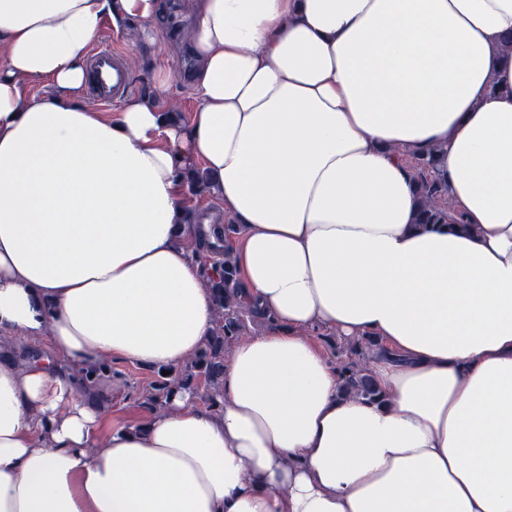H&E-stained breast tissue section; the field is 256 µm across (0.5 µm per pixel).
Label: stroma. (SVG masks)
<instances>
[{
	"instance_id": "stroma-1",
	"label": "stroma",
	"mask_w": 512,
	"mask_h": 512,
	"mask_svg": "<svg viewBox=\"0 0 512 512\" xmlns=\"http://www.w3.org/2000/svg\"><path fill=\"white\" fill-rule=\"evenodd\" d=\"M192 22V0H160V8L147 26L155 40L141 39L145 24L137 20L113 26L111 20L101 24L97 46L118 52L128 70L131 90L129 99H146L161 112L180 114L190 121L196 106L192 88V71L196 66L185 34ZM167 61L173 77L164 91H157L152 82L155 65ZM158 378L155 370L116 358L90 380L92 395L107 408L112 424L136 426L142 423L143 394Z\"/></svg>"
}]
</instances>
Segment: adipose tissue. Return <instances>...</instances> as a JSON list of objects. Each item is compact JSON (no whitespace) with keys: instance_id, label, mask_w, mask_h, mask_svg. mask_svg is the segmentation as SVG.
Masks as SVG:
<instances>
[{"instance_id":"ef3b65f1","label":"adipose tissue","mask_w":512,"mask_h":512,"mask_svg":"<svg viewBox=\"0 0 512 512\" xmlns=\"http://www.w3.org/2000/svg\"><path fill=\"white\" fill-rule=\"evenodd\" d=\"M158 8L0 0V335L89 368L187 361L224 239L188 212V162L273 326L233 345L216 407L177 389L109 432L49 361L0 358V512H512V0H194L191 121L87 108L102 20ZM21 76L66 94L23 99ZM434 147L455 231L416 222ZM314 330L378 339L384 404L340 396Z\"/></svg>"}]
</instances>
